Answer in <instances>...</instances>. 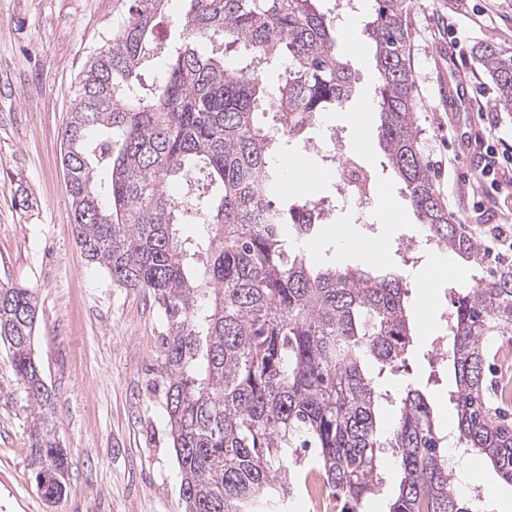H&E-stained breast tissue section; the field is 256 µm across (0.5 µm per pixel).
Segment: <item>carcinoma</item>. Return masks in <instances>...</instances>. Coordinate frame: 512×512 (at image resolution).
Masks as SVG:
<instances>
[{"instance_id":"1","label":"carcinoma","mask_w":512,"mask_h":512,"mask_svg":"<svg viewBox=\"0 0 512 512\" xmlns=\"http://www.w3.org/2000/svg\"><path fill=\"white\" fill-rule=\"evenodd\" d=\"M117 0L112 36L84 64L64 130L76 243L112 283L141 288L165 323L158 372L185 512H269L318 472L343 512L379 491L387 448L401 472L388 512H482L448 477V434L409 385L380 429L383 377L416 338L404 275L318 265L304 242L311 200L273 192L277 144L302 140L355 91L321 0ZM408 0H373L377 136L403 182L424 240L455 252L473 285L448 289L446 320L460 447L512 483V424L487 396L492 344L512 340V263L456 224L418 148ZM180 29L167 42L164 24ZM220 42L221 53L205 43ZM479 61L512 112V54ZM111 171L105 193L97 169ZM200 227L185 245L175 226ZM32 288L0 287V342L35 408L29 466L49 504L65 495L68 453L54 394L32 349ZM313 449L307 471L299 450Z\"/></svg>"}]
</instances>
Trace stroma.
Instances as JSON below:
<instances>
[{
    "label": "stroma",
    "mask_w": 512,
    "mask_h": 512,
    "mask_svg": "<svg viewBox=\"0 0 512 512\" xmlns=\"http://www.w3.org/2000/svg\"><path fill=\"white\" fill-rule=\"evenodd\" d=\"M113 0H0V285L36 289L40 312L33 343L49 388L56 396V434L69 453L63 500L49 506L29 466L34 407L0 347V512H182L181 476L157 392V357L165 325L152 296L120 288L103 268L85 260L74 238L72 204L62 163L63 132L79 74L90 54L112 33ZM369 4L335 20L337 52L346 38L363 48L352 60L355 92L342 107L324 113L308 135L337 129L348 151L373 170L378 190L395 204L392 223L376 208L340 207L334 223L308 247L314 261L358 264V253L336 240L337 225L363 243L389 240L384 267L406 276L408 305L429 303L428 324L404 367L388 375L392 392L406 385L430 399L436 424L454 423L449 394L454 374L431 364L433 341L443 335L451 309L447 284L423 287L418 272L431 262L461 258L408 249L419 224L402 182L384 167L376 128L367 113L368 147L360 149L352 121L359 99L374 88L375 47L366 32ZM410 62L416 74V122L420 150L434 186L457 223L478 237L494 224L512 229V169L497 172L498 193L475 210L469 184L484 163L490 136L512 144V112L499 111L496 92L477 59L486 42L512 52V0H411ZM457 69L470 84L465 112L448 109L442 72ZM25 187L29 207L15 204ZM472 482L482 485L485 512H501L512 497L482 456L468 453Z\"/></svg>",
    "instance_id": "stroma-1"
}]
</instances>
